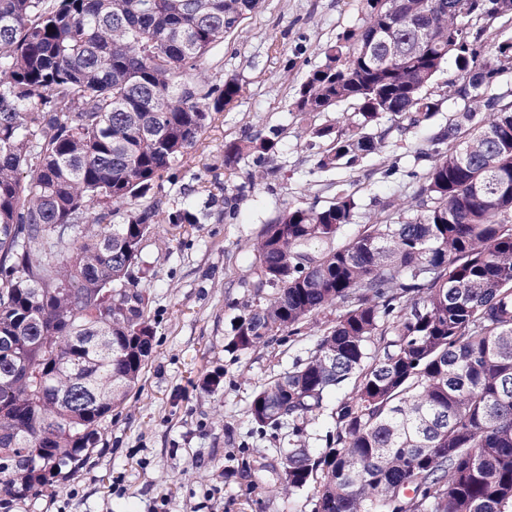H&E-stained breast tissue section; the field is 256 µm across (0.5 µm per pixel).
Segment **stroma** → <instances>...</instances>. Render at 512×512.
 <instances>
[{"label": "stroma", "instance_id": "obj_1", "mask_svg": "<svg viewBox=\"0 0 512 512\" xmlns=\"http://www.w3.org/2000/svg\"><path fill=\"white\" fill-rule=\"evenodd\" d=\"M363 0H261L215 51L207 70L234 77L243 93L220 113L203 148L165 184L167 207L188 202L207 211L202 187L208 167L227 142L277 131L276 179L237 192L252 169L240 161L226 190L223 218L187 228L167 241L160 225L144 243L149 273L141 288L155 329L154 351L136 388L102 425V441L82 468L54 492L14 501L9 512H311L306 494L270 493L282 467L278 438L249 421L256 392L315 344V328L279 335L264 349L233 351V326L254 299L251 245L286 207L332 202L337 188L352 193L358 209L344 237L358 234L370 215L408 209L433 163L419 148L431 133L408 120L383 118L389 134L381 152L357 166L323 172L309 148L306 127L292 110L294 93L324 61L323 50L360 24ZM223 376L205 392L203 379Z\"/></svg>", "mask_w": 512, "mask_h": 512}]
</instances>
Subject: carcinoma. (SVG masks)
Returning a JSON list of instances; mask_svg holds the SVG:
<instances>
[{
	"mask_svg": "<svg viewBox=\"0 0 512 512\" xmlns=\"http://www.w3.org/2000/svg\"><path fill=\"white\" fill-rule=\"evenodd\" d=\"M260 0H0V494L38 496L73 476L122 405L155 336L139 284L155 226L199 224L164 209L161 182L203 145L243 87L205 64ZM488 0H364L363 22L325 48L296 90L322 171L381 151L385 115L419 127L442 66H480L481 86L448 81L455 108L421 153L435 157L407 215L340 240L357 204L292 206L253 244L254 304L234 350L336 309L305 362L251 401L260 431L288 429L277 492L312 512H512V44L474 48ZM393 46L374 47L376 32ZM355 105L341 131L314 124ZM276 143L224 144V177L248 157L256 183ZM504 183L497 204L476 183ZM343 391L333 406L327 396ZM328 415L321 446L308 423Z\"/></svg>",
	"mask_w": 512,
	"mask_h": 512,
	"instance_id": "cac0c4a2",
	"label": "carcinoma"
}]
</instances>
